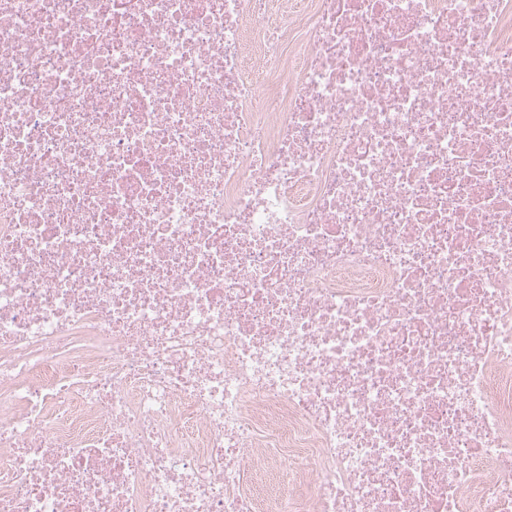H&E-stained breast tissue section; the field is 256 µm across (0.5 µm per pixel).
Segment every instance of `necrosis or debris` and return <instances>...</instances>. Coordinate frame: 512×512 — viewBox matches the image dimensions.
<instances>
[{"instance_id":"obj_1","label":"necrosis or debris","mask_w":512,"mask_h":512,"mask_svg":"<svg viewBox=\"0 0 512 512\" xmlns=\"http://www.w3.org/2000/svg\"><path fill=\"white\" fill-rule=\"evenodd\" d=\"M0 512H512V0H0Z\"/></svg>"}]
</instances>
